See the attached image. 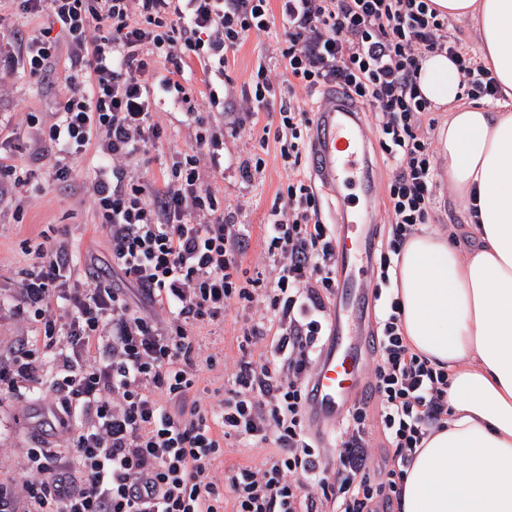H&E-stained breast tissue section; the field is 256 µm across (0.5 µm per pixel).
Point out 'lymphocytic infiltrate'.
Instances as JSON below:
<instances>
[{"instance_id":"lymphocytic-infiltrate-1","label":"lymphocytic infiltrate","mask_w":512,"mask_h":512,"mask_svg":"<svg viewBox=\"0 0 512 512\" xmlns=\"http://www.w3.org/2000/svg\"><path fill=\"white\" fill-rule=\"evenodd\" d=\"M47 15L38 34L0 37V71L45 75L57 54L52 25L68 45V93L40 140L53 178L73 181L76 158L95 148L92 202L112 262L152 306L135 308L117 288L81 285L74 253L39 245L21 284L23 310L42 346L21 352L0 385L46 386L71 422L67 448H30L23 470L28 512H388L429 427L448 420V373L407 344L394 260L406 236L427 223L438 168L424 124L433 105L418 88L425 55L446 52L463 96L494 101L501 90L475 54L448 33L431 0H17ZM275 38V63L258 58L241 101L210 88L199 101L182 60L196 56L223 79L250 35ZM171 65L158 73L161 62ZM288 75L280 86L272 68ZM337 88L374 115L391 170L388 231L373 293L378 349L369 371L375 406L355 403L342 419L335 481L303 415L307 385L337 288L333 225L302 159L311 119L297 91ZM180 104L196 148L173 158L162 186L124 177L123 163L148 152L162 132L160 97ZM232 114L223 123L221 113ZM260 148H275L288 172L265 226L267 269L244 266L245 225L226 220L203 178L220 167L225 134L259 113ZM254 311L218 407L186 403L201 371L195 326L223 321L230 307ZM269 343L273 360L254 359ZM180 411H173V404ZM389 448L368 467V428ZM272 445L257 466L211 470L227 439Z\"/></svg>"}]
</instances>
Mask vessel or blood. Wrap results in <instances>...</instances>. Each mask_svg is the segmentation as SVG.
I'll use <instances>...</instances> for the list:
<instances>
[{
  "mask_svg": "<svg viewBox=\"0 0 512 512\" xmlns=\"http://www.w3.org/2000/svg\"><path fill=\"white\" fill-rule=\"evenodd\" d=\"M313 169L332 188L342 224L336 246L338 288L326 336L314 369L304 406L312 428L342 418L362 398L363 355L371 345L367 314L373 294L366 285L373 226L366 214L354 212L348 186L371 196L367 177L368 149L363 121L352 106L339 99L328 101L315 115Z\"/></svg>",
  "mask_w": 512,
  "mask_h": 512,
  "instance_id": "obj_1",
  "label": "vessel or blood"
}]
</instances>
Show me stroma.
Instances as JSON below:
<instances>
[{
    "label": "stroma",
    "mask_w": 512,
    "mask_h": 512,
    "mask_svg": "<svg viewBox=\"0 0 512 512\" xmlns=\"http://www.w3.org/2000/svg\"><path fill=\"white\" fill-rule=\"evenodd\" d=\"M67 92L63 67L52 73L30 78L19 74L0 75V153L10 156L22 175L21 182L0 192V369H9L17 349L25 342H36L39 329L20 311V283L33 261L36 246L45 240L62 241L75 254V273L93 272L104 285L123 289L135 305L143 298L137 288L112 267V249L97 224L90 192L95 161L85 154L75 162L77 176L69 184L55 181L51 175L50 152L33 140L31 119L47 125ZM162 128L160 143L149 154L126 167L128 176L162 184L171 155L194 148L185 117L172 100H161L154 113ZM260 152L249 131L224 138L222 169L206 168L204 180L215 192L226 215L235 223L247 225L250 244L244 264L263 267L265 258L264 226L277 193L288 184V173L275 153L264 155L265 167L254 181H243L239 174L242 161ZM261 153V152H260ZM438 187L429 226L447 232L461 223L466 202L448 188V162L438 161ZM251 311L233 308L223 322L195 328L200 358L215 359L189 392V401L203 406L216 405L219 393L242 355L241 340ZM72 433L55 418L48 391H0V487L13 496V512H26L27 502L20 472L25 451L37 446H70Z\"/></svg>",
    "instance_id": "obj_1"
}]
</instances>
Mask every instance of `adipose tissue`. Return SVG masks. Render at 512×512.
Instances as JSON below:
<instances>
[{"label":"adipose tissue","instance_id":"obj_1","mask_svg":"<svg viewBox=\"0 0 512 512\" xmlns=\"http://www.w3.org/2000/svg\"><path fill=\"white\" fill-rule=\"evenodd\" d=\"M475 24L482 62L512 99V0H434ZM423 95L454 105L439 131L448 185L474 197L468 247L423 230L409 235L393 279L414 352L448 372L451 413L433 426L404 479L400 512H512V111L459 104L446 54L425 57Z\"/></svg>","mask_w":512,"mask_h":512}]
</instances>
